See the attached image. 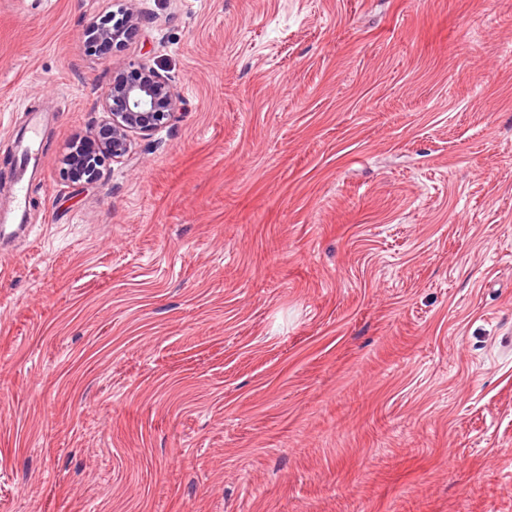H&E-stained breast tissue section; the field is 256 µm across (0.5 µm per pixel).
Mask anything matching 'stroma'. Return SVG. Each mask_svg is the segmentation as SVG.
I'll return each mask as SVG.
<instances>
[{
    "mask_svg": "<svg viewBox=\"0 0 512 512\" xmlns=\"http://www.w3.org/2000/svg\"><path fill=\"white\" fill-rule=\"evenodd\" d=\"M134 62L178 113L75 186ZM35 121L0 512H512V0H0V225ZM116 16L112 14V17L92 21L87 33L93 32V39L96 41L112 43V48L124 45L138 31L140 17L133 8L127 9L121 17L116 18ZM71 179L74 184L90 185L100 177L99 166L102 162L101 157L94 153H71L68 159Z\"/></svg>",
    "mask_w": 512,
    "mask_h": 512,
    "instance_id": "obj_1",
    "label": "stroma"
}]
</instances>
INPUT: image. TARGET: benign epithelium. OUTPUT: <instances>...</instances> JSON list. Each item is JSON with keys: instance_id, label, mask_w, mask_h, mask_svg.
Segmentation results:
<instances>
[{"instance_id": "7a95c632", "label": "benign epithelium", "mask_w": 512, "mask_h": 512, "mask_svg": "<svg viewBox=\"0 0 512 512\" xmlns=\"http://www.w3.org/2000/svg\"><path fill=\"white\" fill-rule=\"evenodd\" d=\"M140 17L127 9L120 17H103L90 23L93 39L114 47L124 45L138 31ZM107 120L97 130L106 157L121 162L131 149L135 135L149 136L176 117L177 96L167 76L154 67L132 64L113 73L100 98ZM72 182L90 185L100 177L101 157L93 153H72L68 159Z\"/></svg>"}]
</instances>
